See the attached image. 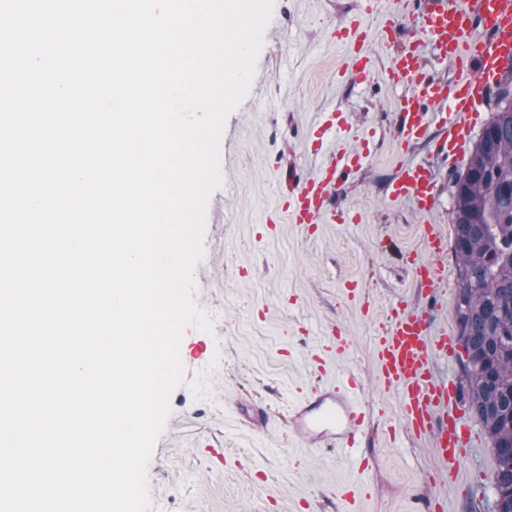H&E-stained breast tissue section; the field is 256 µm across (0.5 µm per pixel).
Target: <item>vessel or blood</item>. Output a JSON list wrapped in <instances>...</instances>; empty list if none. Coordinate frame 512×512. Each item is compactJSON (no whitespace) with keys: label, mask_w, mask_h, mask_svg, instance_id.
Masks as SVG:
<instances>
[{"label":"vessel or blood","mask_w":512,"mask_h":512,"mask_svg":"<svg viewBox=\"0 0 512 512\" xmlns=\"http://www.w3.org/2000/svg\"><path fill=\"white\" fill-rule=\"evenodd\" d=\"M364 13L365 20L351 21L336 32L352 55L350 78L358 83L369 75V43H383L392 35L390 23L383 20L382 0H366ZM412 13L457 76L449 83L427 74L412 50L393 55L388 81L407 87L396 101L398 140L409 145L424 138L431 126H438V148L453 161L467 146L474 113L502 66L512 59V0H416ZM362 162V151L343 147L325 160L316 176L295 181L286 200L290 222L317 224L328 219V208L346 175ZM391 196L414 199L420 213H429L436 198L430 167L400 164ZM455 347L450 333L431 335L423 313L403 305L392 309L373 349L380 384L401 398L404 427L415 436L433 437L436 470L451 476L480 442L473 423L458 408L457 384L435 374V355H452ZM365 423L366 413L353 383L343 390H315L292 405L287 420L291 433L305 445L338 452L351 461L360 454Z\"/></svg>","instance_id":"b4317fda"}]
</instances>
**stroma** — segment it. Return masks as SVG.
<instances>
[{"instance_id":"1","label":"stroma","mask_w":512,"mask_h":512,"mask_svg":"<svg viewBox=\"0 0 512 512\" xmlns=\"http://www.w3.org/2000/svg\"><path fill=\"white\" fill-rule=\"evenodd\" d=\"M361 0H274L256 72L245 100L226 118L220 141L223 183L210 197L204 256L195 269L199 307L213 332L186 327L179 344L185 381L148 465L149 512H342L353 494L356 512H491L488 446L474 449L457 485L430 481L433 440L400 426V397L378 383L374 341L392 308H423L432 331L455 332V230L448 176L437 153L438 128L401 148L395 99L386 71L391 54L418 48L428 72L454 81L435 45L423 39L406 0H383L395 19L390 50L369 45L365 90L342 82L346 50L335 31ZM338 110L362 127L364 166L336 196L339 221L291 223L282 198L294 177L317 173L335 152L332 134L315 148L311 134L323 113ZM427 163L438 193L429 219L413 201L394 200L400 162ZM443 265L432 285H419L416 265ZM344 338L330 344L332 331ZM356 375L371 421L364 474L323 448L288 433L289 401L321 378ZM272 414L266 428L246 426L242 404Z\"/></svg>"}]
</instances>
